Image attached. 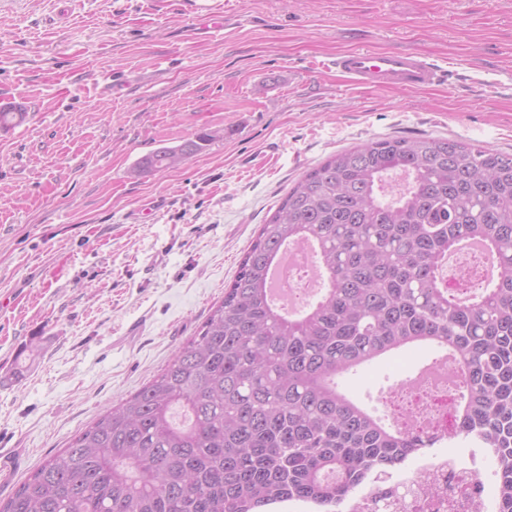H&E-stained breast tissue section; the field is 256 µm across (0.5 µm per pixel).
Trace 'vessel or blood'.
<instances>
[{"mask_svg": "<svg viewBox=\"0 0 512 512\" xmlns=\"http://www.w3.org/2000/svg\"><path fill=\"white\" fill-rule=\"evenodd\" d=\"M331 65L354 85L368 89L415 92L436 85L441 78L434 65L408 51L353 48L337 55Z\"/></svg>", "mask_w": 512, "mask_h": 512, "instance_id": "obj_1", "label": "vessel or blood"}]
</instances>
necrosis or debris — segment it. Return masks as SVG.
Here are the masks:
<instances>
[{
  "label": "necrosis or debris",
  "instance_id": "1",
  "mask_svg": "<svg viewBox=\"0 0 512 512\" xmlns=\"http://www.w3.org/2000/svg\"><path fill=\"white\" fill-rule=\"evenodd\" d=\"M493 272L485 252L460 250L453 254L441 283L465 296L488 282ZM432 363L429 378L396 383L380 402L392 428L433 436L436 448L412 457L384 479L352 491L340 502L339 512H496L487 449L463 454L447 445L461 393L454 382V365L444 355Z\"/></svg>",
  "mask_w": 512,
  "mask_h": 512
}]
</instances>
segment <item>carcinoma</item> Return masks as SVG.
<instances>
[{
    "label": "carcinoma",
    "mask_w": 512,
    "mask_h": 512,
    "mask_svg": "<svg viewBox=\"0 0 512 512\" xmlns=\"http://www.w3.org/2000/svg\"><path fill=\"white\" fill-rule=\"evenodd\" d=\"M25 112L0 109V128ZM208 136L131 172L178 168ZM496 257L463 300L438 274L465 238ZM311 239L328 285L307 310L273 303L271 263ZM424 342L466 373L457 434L493 450L498 512H512V158L462 141L385 138L288 190L195 335L135 395L45 460L0 512H324L431 438L385 426L338 379Z\"/></svg>",
    "instance_id": "1"
}]
</instances>
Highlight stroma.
<instances>
[{
	"instance_id": "obj_1",
	"label": "stroma",
	"mask_w": 512,
	"mask_h": 512,
	"mask_svg": "<svg viewBox=\"0 0 512 512\" xmlns=\"http://www.w3.org/2000/svg\"><path fill=\"white\" fill-rule=\"evenodd\" d=\"M0 0V502L194 336L288 189L389 137L512 154V0ZM410 50L418 92L324 64ZM208 133L177 169L134 178ZM414 348L342 385L369 410ZM209 142L207 135H197L196 140H190L174 148H161L136 163L130 170L136 176L144 172L166 171L178 168L190 155L203 149Z\"/></svg>"
}]
</instances>
